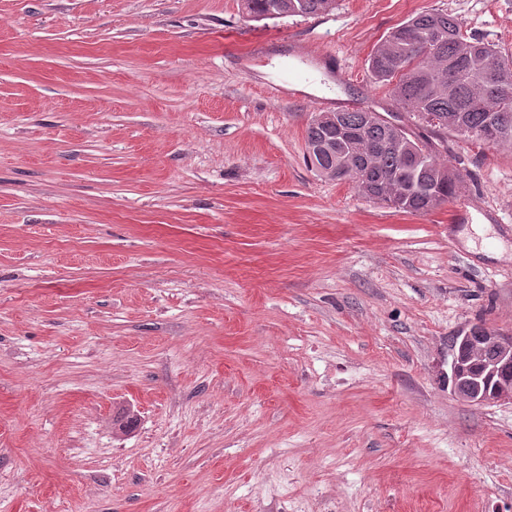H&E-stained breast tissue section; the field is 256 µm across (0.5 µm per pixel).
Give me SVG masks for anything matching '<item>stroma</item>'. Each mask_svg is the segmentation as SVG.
Returning <instances> with one entry per match:
<instances>
[{
  "label": "stroma",
  "instance_id": "1",
  "mask_svg": "<svg viewBox=\"0 0 512 512\" xmlns=\"http://www.w3.org/2000/svg\"><path fill=\"white\" fill-rule=\"evenodd\" d=\"M430 10L512 56V0H0V512H512L449 350L512 332V149L422 214L306 160ZM335 0H244L247 13L256 21L324 14ZM275 13V16L273 15Z\"/></svg>",
  "mask_w": 512,
  "mask_h": 512
}]
</instances>
